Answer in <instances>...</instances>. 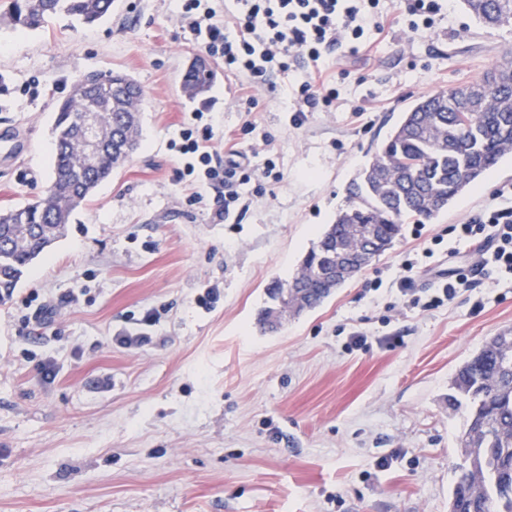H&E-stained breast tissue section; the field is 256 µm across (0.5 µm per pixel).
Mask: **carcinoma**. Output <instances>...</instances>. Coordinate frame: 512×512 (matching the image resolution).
Here are the masks:
<instances>
[{"label":"carcinoma","mask_w":512,"mask_h":512,"mask_svg":"<svg viewBox=\"0 0 512 512\" xmlns=\"http://www.w3.org/2000/svg\"><path fill=\"white\" fill-rule=\"evenodd\" d=\"M113 0H7L0 24L37 29L56 15L83 23L112 13ZM462 7L491 29L512 25V0H461ZM212 78L191 65L184 92L194 97ZM143 90L120 73L94 72L74 81L56 108L52 127V179L45 194L22 207L0 210V301L10 297L24 271L66 235L72 215L95 188L139 147ZM98 113L106 145L97 167L82 181L85 160L69 148L79 117ZM512 155V53L481 78L422 97L387 133L372 160L349 182L348 204L336 214L289 281L268 288L271 305L258 322L272 329L280 288L303 292L300 310L331 293L328 273L342 254L381 255L401 236L402 225L432 221L467 187ZM448 404L466 410L459 448L466 466L453 488L450 512H512V330L493 337L456 373Z\"/></svg>","instance_id":"1"}]
</instances>
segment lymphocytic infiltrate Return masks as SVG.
<instances>
[{
  "mask_svg": "<svg viewBox=\"0 0 512 512\" xmlns=\"http://www.w3.org/2000/svg\"><path fill=\"white\" fill-rule=\"evenodd\" d=\"M202 2L181 0L180 21L201 49L223 59L225 72L243 78L241 100L249 108L255 104V89L271 74L289 71L300 58L316 64L342 47L353 53L369 48L372 35L382 33L387 20L378 9L380 0H230L229 16L235 28L230 34ZM212 138L209 126L198 134L184 129L178 151L187 158V172L215 190L217 204L211 219L221 224L248 193L253 171L239 161L235 147L228 150L225 163L213 164L205 147ZM497 197V203L458 225L457 231L463 239L483 238L492 259L512 271V186L503 187ZM417 264V259H405L397 281L412 307H439L468 283L461 274L452 282L440 278L430 288L416 287L412 271Z\"/></svg>",
  "mask_w": 512,
  "mask_h": 512,
  "instance_id": "obj_1",
  "label": "lymphocytic infiltrate"
}]
</instances>
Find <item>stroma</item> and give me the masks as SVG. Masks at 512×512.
I'll return each instance as SVG.
<instances>
[{
    "label": "stroma",
    "instance_id": "35a3bbf8",
    "mask_svg": "<svg viewBox=\"0 0 512 512\" xmlns=\"http://www.w3.org/2000/svg\"><path fill=\"white\" fill-rule=\"evenodd\" d=\"M380 6L394 26L369 53L323 60L338 96L299 126L288 88L311 72L303 60L270 76L252 110L215 57L209 90L184 92L202 50L178 0H114L91 25L0 27V209L44 194L54 106L79 75L124 73L145 93L139 148L0 302V512H449L465 425L451 380L512 329V274L454 227L512 184V157L447 213L404 225L315 309L275 332L258 323L269 284L298 272L403 111L512 51V29L484 27L460 0L423 35L399 0ZM205 102L215 158L229 132L255 169L280 174L221 224L172 147ZM426 247L418 287L440 272L469 279L430 310L396 290L403 260ZM357 331L368 343L348 349ZM128 333L149 341L120 346ZM47 360L50 383L37 369Z\"/></svg>",
    "mask_w": 512,
    "mask_h": 512
}]
</instances>
